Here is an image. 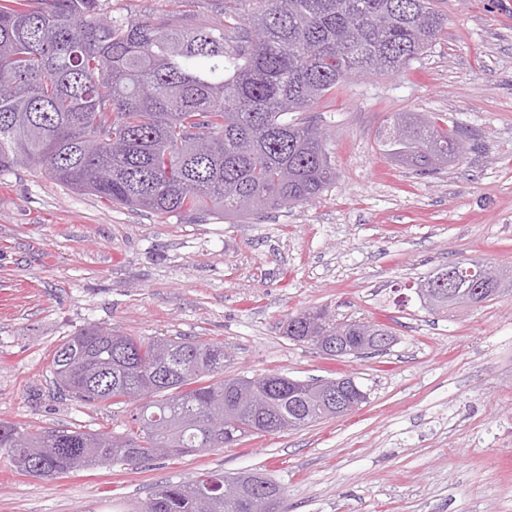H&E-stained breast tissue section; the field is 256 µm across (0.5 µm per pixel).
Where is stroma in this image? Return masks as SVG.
Segmentation results:
<instances>
[{
	"instance_id": "obj_1",
	"label": "stroma",
	"mask_w": 512,
	"mask_h": 512,
	"mask_svg": "<svg viewBox=\"0 0 512 512\" xmlns=\"http://www.w3.org/2000/svg\"><path fill=\"white\" fill-rule=\"evenodd\" d=\"M114 13L188 24L246 15L253 0H111ZM448 17L401 73L350 81L311 106L336 182L259 218L160 216L69 191L40 169L0 172V423L123 432L136 407L54 387L56 346L97 325L223 344L225 375L354 377L352 413L200 455L119 463L56 479L0 464V512H143L156 486L260 471L285 512H512V277L450 315L416 293L441 265L512 268V23L501 0H440ZM398 112L457 129L436 173L388 158ZM328 306L389 327L383 354L330 359L281 334Z\"/></svg>"
}]
</instances>
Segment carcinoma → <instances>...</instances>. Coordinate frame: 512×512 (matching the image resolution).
Listing matches in <instances>:
<instances>
[{"label": "carcinoma", "mask_w": 512, "mask_h": 512, "mask_svg": "<svg viewBox=\"0 0 512 512\" xmlns=\"http://www.w3.org/2000/svg\"><path fill=\"white\" fill-rule=\"evenodd\" d=\"M247 16L188 26L115 16L104 0H0V171L38 167L58 185L112 205L157 215L214 210L257 217L307 202L336 181L326 132L312 117L288 120L354 77L401 72L429 50L445 24L434 0H255ZM403 134L377 137L384 155L431 172L459 159L460 133L418 112L399 115ZM456 296L434 271L418 285L424 304L446 313L495 299L501 283L469 278ZM381 325L338 319L328 307L288 317L284 335L358 336ZM220 343L80 330L57 346L55 387L85 403H134L120 436L0 423V450L16 472L56 477L114 460L134 466L160 456L222 448L256 435L254 419L323 418L322 403L288 377H226ZM224 428H210L224 413ZM243 485L239 506L201 487ZM253 474L213 472L151 494L144 512H276L282 488Z\"/></svg>", "instance_id": "cac0c4a2"}]
</instances>
